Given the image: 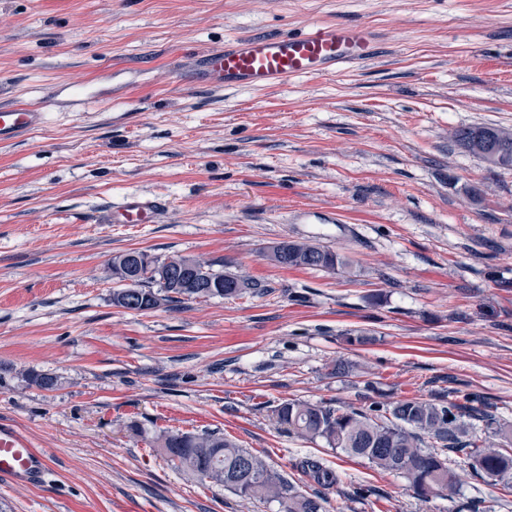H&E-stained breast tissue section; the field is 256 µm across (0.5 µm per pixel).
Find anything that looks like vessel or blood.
<instances>
[{"label":"vessel or blood","mask_w":512,"mask_h":512,"mask_svg":"<svg viewBox=\"0 0 512 512\" xmlns=\"http://www.w3.org/2000/svg\"><path fill=\"white\" fill-rule=\"evenodd\" d=\"M367 29L334 22L313 25L295 36L249 37L203 56V76L211 85L274 88L297 77H325L338 66L370 53ZM45 113L32 104H0V143H10L42 126ZM163 207L159 198L131 193L112 207L111 224H151ZM48 463L33 443L11 425L0 424V481L37 486Z\"/></svg>","instance_id":"1"}]
</instances>
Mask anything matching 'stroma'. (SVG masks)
Masks as SVG:
<instances>
[{"label":"stroma","instance_id":"obj_1","mask_svg":"<svg viewBox=\"0 0 512 512\" xmlns=\"http://www.w3.org/2000/svg\"><path fill=\"white\" fill-rule=\"evenodd\" d=\"M325 21L371 28L372 56L274 89L195 76L194 52ZM42 100L0 145V422L51 468L0 485V512H280L157 446L205 430L310 494L307 462L333 471L326 512H512L489 478L421 498L271 418L462 390L512 422V169L454 143L512 129V0H0V102ZM135 192L164 200L158 223H103ZM286 239L347 266H276ZM129 249L270 291L125 311L107 267Z\"/></svg>","mask_w":512,"mask_h":512}]
</instances>
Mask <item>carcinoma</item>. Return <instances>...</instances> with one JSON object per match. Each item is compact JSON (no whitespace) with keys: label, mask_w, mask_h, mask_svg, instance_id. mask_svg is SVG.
<instances>
[{"label":"carcinoma","mask_w":512,"mask_h":512,"mask_svg":"<svg viewBox=\"0 0 512 512\" xmlns=\"http://www.w3.org/2000/svg\"><path fill=\"white\" fill-rule=\"evenodd\" d=\"M455 143L462 149L497 148L498 163L512 166V136L495 126L459 129ZM148 253L131 249L118 253L108 264L115 282L134 280L139 307L146 312L171 303L215 297H236L268 289L261 283L224 271V263L200 257L176 256L153 261L172 277L152 268ZM266 257L287 268H310L334 273L343 267L339 254L328 246L283 240L270 247ZM276 423L308 440L320 439L333 449L367 460L376 468L402 475L419 496L452 488L458 471L486 475L512 489V450L485 448L474 436L473 421H482L493 433L509 439L512 424L499 423L475 406L469 393L455 392L448 403L422 398L367 409L322 406L298 400L283 401L271 410ZM433 440L427 444L424 437ZM170 461L202 483L221 486L243 500L270 499L286 512H322L324 498L305 494L264 460L215 431L169 432L158 438Z\"/></svg>","instance_id":"carcinoma-1"}]
</instances>
